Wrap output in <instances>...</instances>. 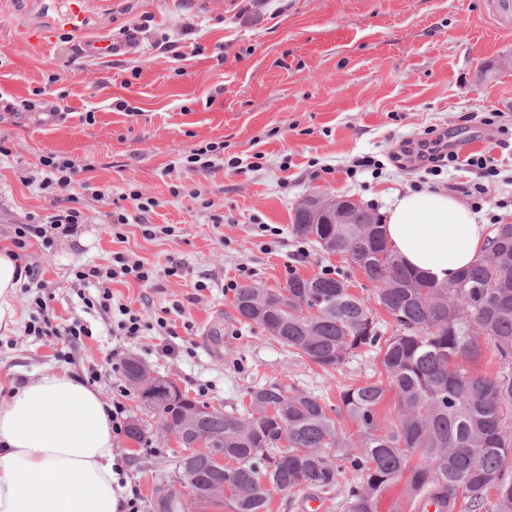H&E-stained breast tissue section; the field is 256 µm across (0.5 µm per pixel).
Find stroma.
I'll return each instance as SVG.
<instances>
[{
    "mask_svg": "<svg viewBox=\"0 0 512 512\" xmlns=\"http://www.w3.org/2000/svg\"><path fill=\"white\" fill-rule=\"evenodd\" d=\"M67 8L68 0H0V140L11 150L0 157V249L12 247L30 217L53 211L39 188L41 157L73 159L86 222L67 236L49 229L31 237L29 251L56 324L87 334H30L38 308L18 288L17 325L0 331V377L22 383L62 370L85 382L98 373L95 390L149 429L139 445L116 435L113 451L141 512H152L180 447L130 391L128 355L226 408L248 387L279 380L333 404L342 386L374 373L365 354L328 375L237 320L234 286L279 288L297 274L350 278L353 292L374 303L372 286L348 263L292 234L302 198L347 196L379 216L397 191H444L470 204L462 187L474 173L446 167L428 176L416 157L420 141L440 138L460 156L496 159L500 173L480 215L512 223V147L479 122L499 112L512 124V0H88L89 36L151 17L139 53L89 61L68 40L40 48L23 40L21 27L56 21ZM165 39L180 59L165 58ZM196 44L201 54H192ZM51 73L60 76L58 92L44 105L7 109ZM119 98L130 111L113 108ZM88 112L94 122H85ZM211 142L223 144V163L207 173L182 167ZM364 156L382 170L351 173ZM133 185L157 205L112 228L107 215ZM165 226L172 234H162ZM124 259L153 268L154 279L111 282L114 308L102 309L101 284L75 272ZM120 304L139 314L140 336L116 335ZM162 315L165 330L156 324Z\"/></svg>",
    "mask_w": 512,
    "mask_h": 512,
    "instance_id": "obj_1",
    "label": "stroma"
}]
</instances>
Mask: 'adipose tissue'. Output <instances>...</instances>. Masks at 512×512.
<instances>
[{
  "mask_svg": "<svg viewBox=\"0 0 512 512\" xmlns=\"http://www.w3.org/2000/svg\"><path fill=\"white\" fill-rule=\"evenodd\" d=\"M385 237L403 264L439 283L455 279L485 247L487 229L454 196L394 193ZM25 280L0 251V329ZM111 407L66 373L18 385L0 381V512H124L126 490L112 448Z\"/></svg>",
  "mask_w": 512,
  "mask_h": 512,
  "instance_id": "ef3b65f1",
  "label": "adipose tissue"
}]
</instances>
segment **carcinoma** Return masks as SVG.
<instances>
[{"mask_svg": "<svg viewBox=\"0 0 512 512\" xmlns=\"http://www.w3.org/2000/svg\"><path fill=\"white\" fill-rule=\"evenodd\" d=\"M291 232L320 244L363 271L376 299L395 322L385 335L363 298L329 273L293 276L283 288L241 286L233 305L239 320L324 372L372 352L378 379L351 385L329 406L318 395L283 381L249 387L247 401L229 410L189 398L173 381L156 382L148 409L180 438L179 428L199 416L212 453L224 454L230 494L207 495L228 512H268L276 493L307 488L328 494L351 475L344 512H378L387 488L405 479L404 499L389 512H512V224H498L486 249L446 284L409 269L388 245L381 219L365 208L350 224H310L295 215ZM493 349L498 370L479 375L471 363L481 345ZM397 415L378 417L388 391ZM356 424L357 438L343 423ZM418 462L409 465L411 457ZM216 478L211 453L178 456L175 482ZM153 512H189L182 493L157 488Z\"/></svg>", "mask_w": 512, "mask_h": 512, "instance_id": "carcinoma-1", "label": "carcinoma"}]
</instances>
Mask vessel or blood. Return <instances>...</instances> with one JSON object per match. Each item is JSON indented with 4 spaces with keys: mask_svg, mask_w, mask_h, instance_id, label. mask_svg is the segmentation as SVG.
<instances>
[{
    "mask_svg": "<svg viewBox=\"0 0 512 512\" xmlns=\"http://www.w3.org/2000/svg\"><path fill=\"white\" fill-rule=\"evenodd\" d=\"M88 24V19L83 10V0H73L68 14L58 24L40 28H23V39L33 46H43L55 41L59 32L65 31L77 35L76 49L78 53L88 59L109 57L125 51L126 43L112 38H86L82 32Z\"/></svg>",
    "mask_w": 512,
    "mask_h": 512,
    "instance_id": "obj_1",
    "label": "vessel or blood"
}]
</instances>
